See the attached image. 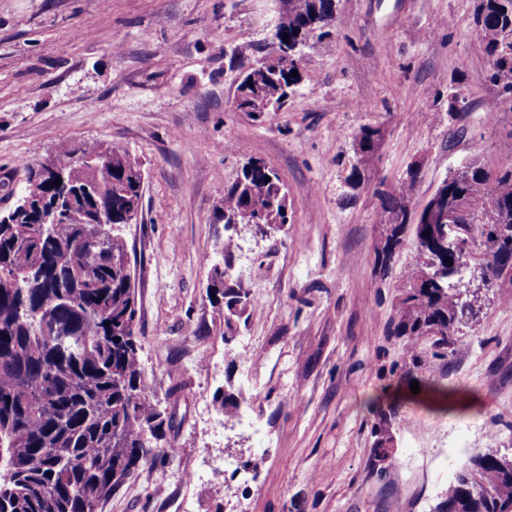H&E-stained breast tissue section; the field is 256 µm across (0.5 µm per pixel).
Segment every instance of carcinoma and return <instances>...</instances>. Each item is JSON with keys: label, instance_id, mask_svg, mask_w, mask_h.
I'll use <instances>...</instances> for the list:
<instances>
[{"label": "carcinoma", "instance_id": "carcinoma-1", "mask_svg": "<svg viewBox=\"0 0 512 512\" xmlns=\"http://www.w3.org/2000/svg\"><path fill=\"white\" fill-rule=\"evenodd\" d=\"M333 0H300L299 10L279 15L272 50L260 58L249 48L232 51L241 71L237 89L243 112H277L300 83L303 48L332 34ZM474 44L487 64L486 81L497 88L495 110L512 95V0H478ZM289 38V54L280 53ZM381 129L363 126L355 134L361 151L347 177L356 197L365 172L377 161ZM102 143L63 142L52 161L66 176L57 187L43 179L42 162L23 165V186L13 212L0 216V512H98L101 501L121 490L140 467L173 452L166 439L172 420L154 403L139 354L138 293L122 233L126 219L142 208L143 177L130 166L127 150L112 145V164H100ZM414 182L400 181L378 194L379 223L387 225L381 253L400 248L413 227L414 268L399 284L393 333L406 338L401 378H419L448 397L435 378L437 362L465 324L464 301L455 278L462 267L446 262L448 249L434 245L448 199L498 196L500 207L483 218L466 216L460 227L482 244L493 230L512 227V167L490 171L475 162L462 180H443L441 202L426 214L406 213ZM130 217H125V214ZM224 222V258L237 244L228 231L236 224L288 223V191L278 174L256 158L224 186L214 208ZM429 236H424V233ZM505 241L486 261L484 274L498 278L512 259ZM212 289L210 301L224 305V338L233 340L255 307L250 291L234 275ZM215 402L232 419L237 395ZM375 448L392 442L387 418L372 425ZM432 512H512V455L477 453L461 464L445 497Z\"/></svg>", "mask_w": 512, "mask_h": 512}]
</instances>
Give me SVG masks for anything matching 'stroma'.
Masks as SVG:
<instances>
[{
    "mask_svg": "<svg viewBox=\"0 0 512 512\" xmlns=\"http://www.w3.org/2000/svg\"><path fill=\"white\" fill-rule=\"evenodd\" d=\"M477 0H338L331 37L304 49L287 105L254 116L233 102V49L268 51L278 0H0V212L20 159L63 141L126 148L144 177L123 229L138 290L148 385L173 420L174 455L139 468L98 512H431L470 456L512 448V271L481 291L436 376L467 412L391 399L405 340L393 334L405 239L382 276L379 191L421 163L422 207L450 170L512 167V103L495 120L475 51ZM461 94L465 111L450 109ZM384 136L346 199L353 135ZM263 160L288 190L290 222L237 225L231 263L257 300L224 340L206 295L222 260L214 206ZM242 395L234 419L214 397ZM387 415V466L371 427ZM229 482V491L213 487Z\"/></svg>",
    "mask_w": 512,
    "mask_h": 512,
    "instance_id": "35a3bbf8",
    "label": "stroma"
}]
</instances>
